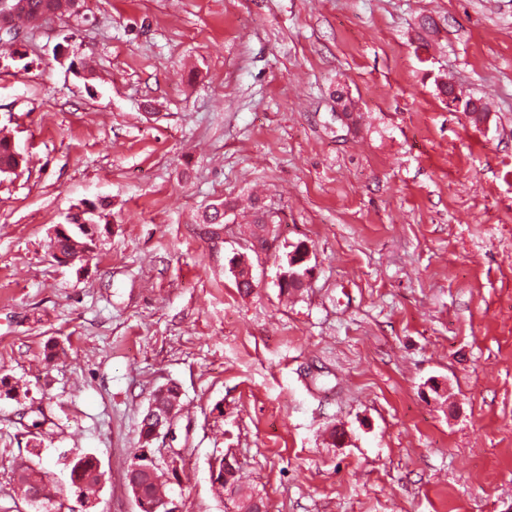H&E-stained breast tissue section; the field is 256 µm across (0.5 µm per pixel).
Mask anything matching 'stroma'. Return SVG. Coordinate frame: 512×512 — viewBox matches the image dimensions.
Wrapping results in <instances>:
<instances>
[{"label": "stroma", "instance_id": "stroma-1", "mask_svg": "<svg viewBox=\"0 0 512 512\" xmlns=\"http://www.w3.org/2000/svg\"><path fill=\"white\" fill-rule=\"evenodd\" d=\"M0 130L26 159L0 176V512H29L21 464L62 480L77 453L105 480L70 512H138L144 448L182 512H232L222 456L267 512H512V0H81L0 37ZM252 194L280 212L266 257ZM89 203L93 252L57 263ZM293 245H295L296 248L289 255L288 247H285V251L283 252L282 256V262L288 264V270L283 265L279 264V273L277 279L278 285L286 284L288 282L286 285H281L279 288L282 294L287 295L290 290H298L304 285L303 282L292 286H289L288 284H292L300 280H306V278L311 276L314 272V266L310 265L313 255L312 249L304 241ZM302 264H305L303 274L296 270V268ZM180 394L177 386L170 385L165 388L159 389L153 396L151 403L145 411L140 428V437L144 443L149 442L151 428L155 420H158L161 415L170 409L179 406ZM175 415V410H172L166 416L161 417L158 423L152 430L151 439H156L161 435V431L170 428L172 419Z\"/></svg>", "mask_w": 512, "mask_h": 512}]
</instances>
